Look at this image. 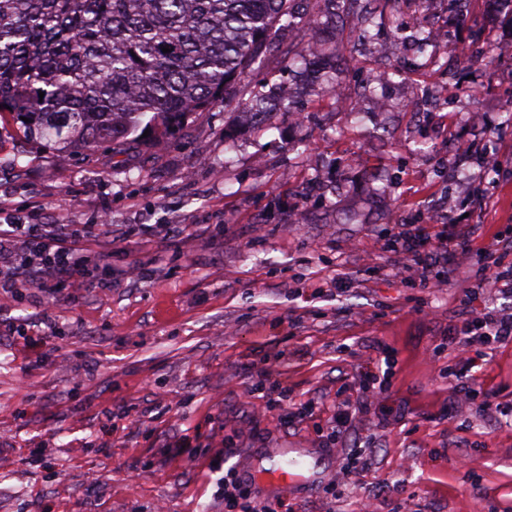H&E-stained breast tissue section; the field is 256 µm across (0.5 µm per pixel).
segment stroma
Returning <instances> with one entry per match:
<instances>
[{"mask_svg": "<svg viewBox=\"0 0 512 512\" xmlns=\"http://www.w3.org/2000/svg\"><path fill=\"white\" fill-rule=\"evenodd\" d=\"M420 27L439 38L417 54ZM370 31L324 29L345 49L306 75L275 36L225 100L116 157L0 116V210L87 234L82 287L0 290V512H224L228 438L250 480L275 449L314 453L312 477L258 490L286 512H512V419L447 376L464 318L512 307L479 275L512 236V0H400ZM283 81L296 98L242 124ZM461 223L447 281L389 250L397 225ZM387 348L398 422L374 406L323 447L338 390ZM262 369L279 411L249 393ZM473 372L512 399V344ZM348 448L372 466L343 481ZM287 83H277L271 87L269 92L256 91L244 106L243 114L251 123H263L266 117L276 110L284 100V88Z\"/></svg>", "mask_w": 512, "mask_h": 512, "instance_id": "35a3bbf8", "label": "stroma"}]
</instances>
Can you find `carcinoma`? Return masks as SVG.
<instances>
[{"mask_svg":"<svg viewBox=\"0 0 512 512\" xmlns=\"http://www.w3.org/2000/svg\"><path fill=\"white\" fill-rule=\"evenodd\" d=\"M296 11L297 0H0V115L75 156L117 154L145 131L163 139L223 100ZM285 87L254 92L243 114L264 122Z\"/></svg>","mask_w":512,"mask_h":512,"instance_id":"obj_1","label":"carcinoma"}]
</instances>
